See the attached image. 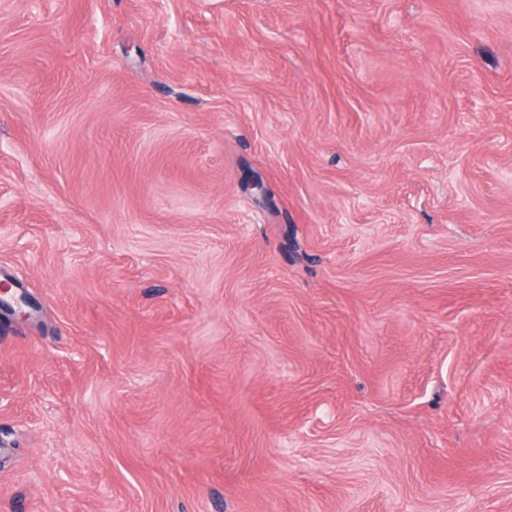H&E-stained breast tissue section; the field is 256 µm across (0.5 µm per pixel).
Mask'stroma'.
I'll return each mask as SVG.
<instances>
[{
  "instance_id": "obj_1",
  "label": "stroma",
  "mask_w": 512,
  "mask_h": 512,
  "mask_svg": "<svg viewBox=\"0 0 512 512\" xmlns=\"http://www.w3.org/2000/svg\"><path fill=\"white\" fill-rule=\"evenodd\" d=\"M0 281V512H512V0H0Z\"/></svg>"
}]
</instances>
